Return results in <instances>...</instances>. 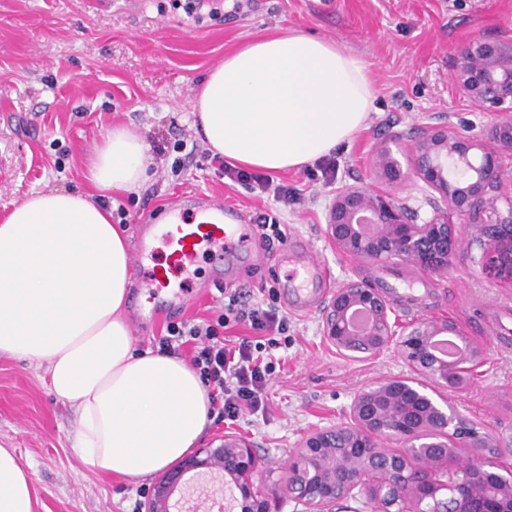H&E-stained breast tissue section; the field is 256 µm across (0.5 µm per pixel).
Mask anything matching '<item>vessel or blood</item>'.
<instances>
[{
	"label": "vessel or blood",
	"mask_w": 512,
	"mask_h": 512,
	"mask_svg": "<svg viewBox=\"0 0 512 512\" xmlns=\"http://www.w3.org/2000/svg\"><path fill=\"white\" fill-rule=\"evenodd\" d=\"M170 213H190V220L176 225L165 235L170 250L165 265L153 268L147 282L152 292L150 308L138 310L134 324L137 328L155 323L161 316L181 313L187 302L185 292L174 290L172 280L184 270L188 261L200 254H210L219 265H227L249 252V231L240 224L236 210L216 203L205 195L189 194L176 198ZM155 231L153 225H139L138 242L132 257L134 265H142L151 253ZM291 306L301 312L311 311L323 300L328 280L321 263L305 255L291 274Z\"/></svg>",
	"instance_id": "1"
}]
</instances>
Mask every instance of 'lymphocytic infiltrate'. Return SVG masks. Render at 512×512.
<instances>
[{"label": "lymphocytic infiltrate", "mask_w": 512, "mask_h": 512, "mask_svg": "<svg viewBox=\"0 0 512 512\" xmlns=\"http://www.w3.org/2000/svg\"><path fill=\"white\" fill-rule=\"evenodd\" d=\"M224 174L249 188L272 191L276 208L257 212L252 222L265 250L285 245L282 215L301 204L296 189L272 185L265 175L244 169L228 167ZM235 325L248 327L249 335L227 339L225 329ZM163 343L188 350L191 367L207 389L212 417L235 423L267 412V385L281 363L279 349L288 345V316L274 304L251 301L234 291L225 294L215 320L168 323Z\"/></svg>", "instance_id": "obj_1"}]
</instances>
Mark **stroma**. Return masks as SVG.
Listing matches in <instances>:
<instances>
[{"label":"stroma","instance_id":"35a3bbf8","mask_svg":"<svg viewBox=\"0 0 512 512\" xmlns=\"http://www.w3.org/2000/svg\"><path fill=\"white\" fill-rule=\"evenodd\" d=\"M336 41L371 65L374 99L367 123L334 150L332 182L307 169L273 175L298 189L304 204L285 216L289 243L304 245L330 273L331 288L358 280L389 292L397 325L451 319L480 345L485 360L467 389L439 391L437 400L480 426L512 436V353L499 352L484 310L512 303V285L482 268V250L463 239L446 272L425 274L402 263L378 265L340 253L327 235L325 215L346 185L386 189L396 203L426 220L438 195L417 180L383 187L373 175L376 148L396 139L412 146L426 124L450 117L463 133L485 134L491 117L459 95L455 56L473 37L512 39V0H0V215L31 193L83 191L87 159L114 126L146 135L152 179L140 195L117 196L130 224L162 221L167 204L205 193L240 210L244 219L273 208L272 195L230 183L193 127L190 101L209 69L257 32L279 27ZM182 150H174L176 141ZM180 170H173V162ZM199 295L182 319L217 314L221 295L209 257L190 267ZM288 266L279 253L237 263L223 283L230 289L274 291L284 306ZM420 278L417 304L390 287ZM288 358L268 385L266 419L207 424L201 444L225 437L252 448L258 467L253 489L269 512H310L285 490L286 469L303 439L346 423L367 383L406 376L395 350L370 359L338 354L321 330V312L289 311ZM75 409L49 390L45 366L0 354V446L33 466L38 512H128L149 495L153 478L105 475L86 466L73 448Z\"/></svg>","mask_w":512,"mask_h":512}]
</instances>
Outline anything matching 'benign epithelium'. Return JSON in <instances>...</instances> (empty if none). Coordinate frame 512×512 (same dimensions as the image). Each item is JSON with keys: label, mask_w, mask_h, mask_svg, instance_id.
<instances>
[{"label": "benign epithelium", "mask_w": 512, "mask_h": 512, "mask_svg": "<svg viewBox=\"0 0 512 512\" xmlns=\"http://www.w3.org/2000/svg\"><path fill=\"white\" fill-rule=\"evenodd\" d=\"M452 79L459 93L494 118L482 136L467 135L445 119L423 127L406 163L390 145L373 155V173L387 185L417 178L447 203L417 223L385 192L347 186L336 192L326 214L327 234L348 255L378 263L403 262L425 273L448 270L461 237L480 243L484 269L512 283V199L498 207L502 151L512 150V41L472 39L457 55ZM458 221H453L451 216ZM379 288L348 280L336 288L322 316V333L336 351L373 357L394 348L414 376L365 385L349 408V422L309 435L288 465V495L325 507L350 497L360 475L376 512H504L512 503V440L503 442L455 409L441 408L427 392L432 383L456 391L472 383L483 350L465 342L448 359L437 350L443 336L463 337L452 320L423 319L397 327ZM382 440L401 448L380 446ZM462 448H496L500 480L484 486L467 477L452 483L433 477L437 465ZM252 450L226 438L198 449L167 470L152 486L148 512H171L167 504L187 475L220 470L238 490L240 512H265L250 476Z\"/></svg>", "instance_id": "7a95c632"}]
</instances>
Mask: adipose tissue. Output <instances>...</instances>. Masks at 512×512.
<instances>
[{
    "instance_id": "1",
    "label": "adipose tissue",
    "mask_w": 512,
    "mask_h": 512,
    "mask_svg": "<svg viewBox=\"0 0 512 512\" xmlns=\"http://www.w3.org/2000/svg\"><path fill=\"white\" fill-rule=\"evenodd\" d=\"M369 63L291 28L245 39L191 101L209 149L232 166L295 171L350 141L372 106ZM146 138L117 126L94 147L90 191L34 193L0 218V353L46 364L51 392L79 414L78 456L150 477L197 445L210 419L199 375L135 347L124 317L129 250L97 193L138 192ZM34 472L0 447V512H36Z\"/></svg>"
}]
</instances>
